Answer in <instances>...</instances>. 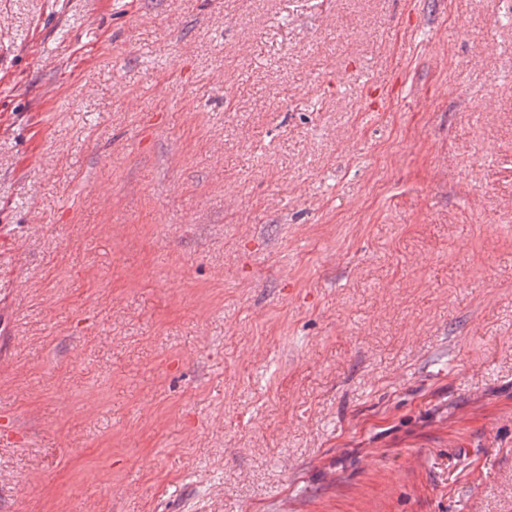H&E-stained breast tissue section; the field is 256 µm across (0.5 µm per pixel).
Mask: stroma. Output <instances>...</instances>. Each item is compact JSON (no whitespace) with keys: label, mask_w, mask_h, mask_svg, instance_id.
Returning a JSON list of instances; mask_svg holds the SVG:
<instances>
[{"label":"stroma","mask_w":512,"mask_h":512,"mask_svg":"<svg viewBox=\"0 0 512 512\" xmlns=\"http://www.w3.org/2000/svg\"><path fill=\"white\" fill-rule=\"evenodd\" d=\"M0 512H512V0H0Z\"/></svg>","instance_id":"35a3bbf8"}]
</instances>
